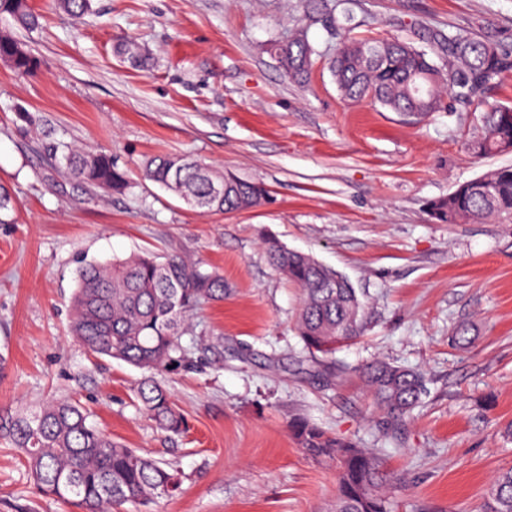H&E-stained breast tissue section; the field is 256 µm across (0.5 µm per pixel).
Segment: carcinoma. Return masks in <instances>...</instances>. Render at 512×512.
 <instances>
[{
  "instance_id": "obj_1",
  "label": "carcinoma",
  "mask_w": 512,
  "mask_h": 512,
  "mask_svg": "<svg viewBox=\"0 0 512 512\" xmlns=\"http://www.w3.org/2000/svg\"><path fill=\"white\" fill-rule=\"evenodd\" d=\"M57 5L81 15L91 11L92 0H57ZM349 5L350 0H298L295 29L272 38L267 53L287 76L302 81L327 54L328 70L343 99L422 116L466 108L482 89L512 73V43L499 36L429 29L428 52L399 36L356 39L349 33L354 20ZM0 17L28 30L38 26L28 0H0ZM313 26L331 37L323 51L309 39ZM0 60L20 75L32 73L37 65L7 30L0 31ZM511 138L512 108L492 107L471 149L478 156L497 154L499 142ZM41 148L55 164L94 189L122 193L129 186L126 172L110 155L79 151L51 133L43 135ZM145 174L201 212L248 210L267 195L260 183L177 155L150 158ZM14 207L11 191L0 185V224L11 221ZM434 215L448 224L511 219L512 167L459 185L434 204ZM265 245L271 265L302 291L296 326L310 353L331 357L339 346L361 335L363 304L342 274L274 238ZM224 288L223 275L177 255L144 253L88 263L79 271L70 334L94 355L142 370L135 391L140 409L160 429L179 433L184 418L155 374L185 361L180 332L184 318L203 302L224 298ZM358 374L391 425L410 418L424 392L421 373L385 361H375ZM293 431L306 455L336 462V512H393L390 499L380 492L391 476L375 455L308 421H296ZM0 440L21 451L42 494L72 501L85 512L147 506L178 488L173 471L112 439L70 399L0 417ZM483 512H512V468L495 477Z\"/></svg>"
}]
</instances>
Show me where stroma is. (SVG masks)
Segmentation results:
<instances>
[{"label": "stroma", "mask_w": 512, "mask_h": 512, "mask_svg": "<svg viewBox=\"0 0 512 512\" xmlns=\"http://www.w3.org/2000/svg\"><path fill=\"white\" fill-rule=\"evenodd\" d=\"M36 30L13 33L37 61L0 62V412L70 398L130 448L177 470L181 487L149 512H335L336 465L302 450L304 418L376 454L394 512H480L512 466V223L448 224L430 213L459 184L512 153L469 144L485 110L512 106V75L465 112L417 120L344 102L318 62L308 84L265 45L292 30L296 0H93L75 17L29 0ZM361 37L422 44L454 27L512 38V0H356ZM149 69L116 52L128 39ZM36 117L25 124L19 110ZM127 171L103 194L41 152L43 132ZM189 156L267 190L258 207L201 214L145 179L152 156ZM343 274L365 304L363 336L333 359L304 349L300 293L265 257L266 239ZM179 255L223 274V300L190 315L186 365L160 380L182 413L171 434L140 412L141 370L94 358L69 334L84 262ZM467 326L466 346L452 338ZM383 360L424 373L426 394L397 427L352 367ZM0 512H82L43 495L0 442Z\"/></svg>", "instance_id": "stroma-1"}]
</instances>
